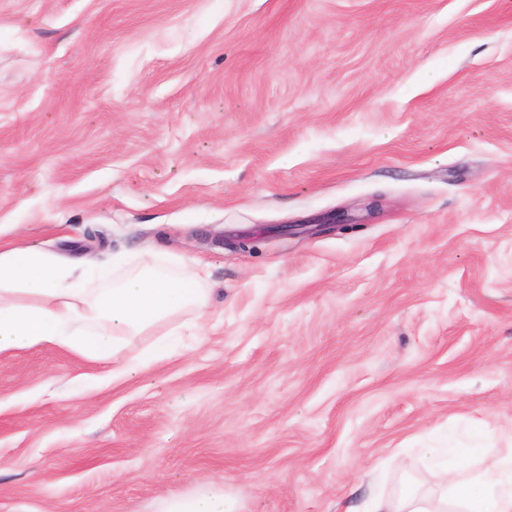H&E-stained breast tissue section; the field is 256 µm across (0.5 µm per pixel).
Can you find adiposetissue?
<instances>
[{
    "label": "adipose tissue",
    "mask_w": 512,
    "mask_h": 512,
    "mask_svg": "<svg viewBox=\"0 0 512 512\" xmlns=\"http://www.w3.org/2000/svg\"><path fill=\"white\" fill-rule=\"evenodd\" d=\"M110 272L90 252L57 258L29 244L0 241V353L54 344L110 362L113 378L123 379L169 355L166 327L173 320L186 311L197 318L205 313L207 293L198 272L144 264L112 286ZM93 280L104 281V288L90 292ZM197 318L186 323L188 335H197ZM150 333L157 336L153 347L127 356L131 338ZM459 455L456 448L425 449L429 465L445 466L446 483L396 499L373 496L363 512H512V456L462 479L453 464ZM162 512H239V505L213 486L165 500Z\"/></svg>",
    "instance_id": "obj_1"
}]
</instances>
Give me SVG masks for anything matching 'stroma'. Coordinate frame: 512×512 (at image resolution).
<instances>
[{
    "mask_svg": "<svg viewBox=\"0 0 512 512\" xmlns=\"http://www.w3.org/2000/svg\"><path fill=\"white\" fill-rule=\"evenodd\" d=\"M1 224L208 304L125 380L0 353V512H344L512 455V0H0ZM161 512H240L235 498L224 493V488L205 487L187 498L164 501Z\"/></svg>",
    "mask_w": 512,
    "mask_h": 512,
    "instance_id": "35a3bbf8",
    "label": "stroma"
}]
</instances>
